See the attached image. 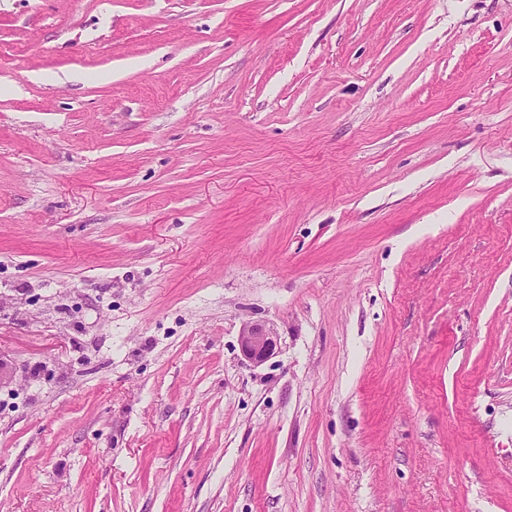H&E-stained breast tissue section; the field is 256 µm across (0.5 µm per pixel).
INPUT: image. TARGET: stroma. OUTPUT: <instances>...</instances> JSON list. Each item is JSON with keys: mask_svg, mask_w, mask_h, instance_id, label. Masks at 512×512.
Returning <instances> with one entry per match:
<instances>
[{"mask_svg": "<svg viewBox=\"0 0 512 512\" xmlns=\"http://www.w3.org/2000/svg\"><path fill=\"white\" fill-rule=\"evenodd\" d=\"M0 360V512H512V0H0ZM240 350L254 364H262L275 354L278 333L266 322H245L240 332Z\"/></svg>", "mask_w": 512, "mask_h": 512, "instance_id": "1", "label": "stroma"}]
</instances>
